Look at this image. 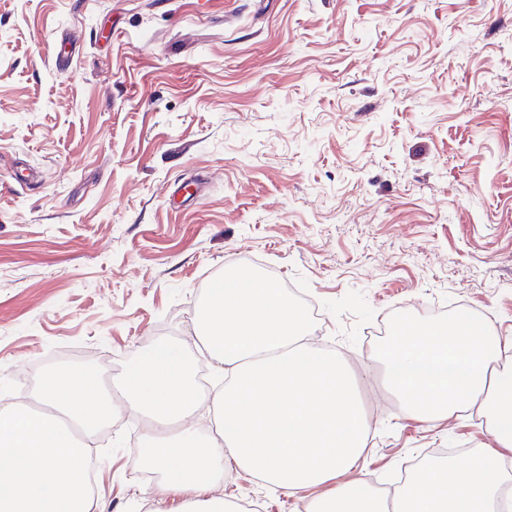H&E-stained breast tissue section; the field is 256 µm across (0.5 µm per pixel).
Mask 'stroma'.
I'll return each instance as SVG.
<instances>
[{
	"mask_svg": "<svg viewBox=\"0 0 512 512\" xmlns=\"http://www.w3.org/2000/svg\"><path fill=\"white\" fill-rule=\"evenodd\" d=\"M243 262L355 375L362 479L492 445L478 413L404 412L377 355L454 304L512 336V0H0V407L51 361L100 367L97 512L178 507L139 479L123 375L159 341L211 369L195 319ZM332 489L225 482L261 512Z\"/></svg>",
	"mask_w": 512,
	"mask_h": 512,
	"instance_id": "obj_1",
	"label": "stroma"
}]
</instances>
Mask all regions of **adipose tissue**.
Listing matches in <instances>:
<instances>
[{
    "mask_svg": "<svg viewBox=\"0 0 512 512\" xmlns=\"http://www.w3.org/2000/svg\"><path fill=\"white\" fill-rule=\"evenodd\" d=\"M196 340L223 388L201 399L186 348L155 343L127 375V403L179 424L176 444L157 439L143 462L164 494L193 493L185 512H228L222 493L234 471L296 495L359 469L367 429L354 380L337 355L313 347L305 317L273 282L226 274L197 316ZM512 340L471 320L402 325L380 352L384 381L403 410L440 421L470 408L484 417L494 447L471 463H446L411 477L391 503L366 480L337 484L310 512H512ZM210 414L224 433L215 447L198 429Z\"/></svg>",
    "mask_w": 512,
    "mask_h": 512,
    "instance_id": "1",
    "label": "adipose tissue"
}]
</instances>
